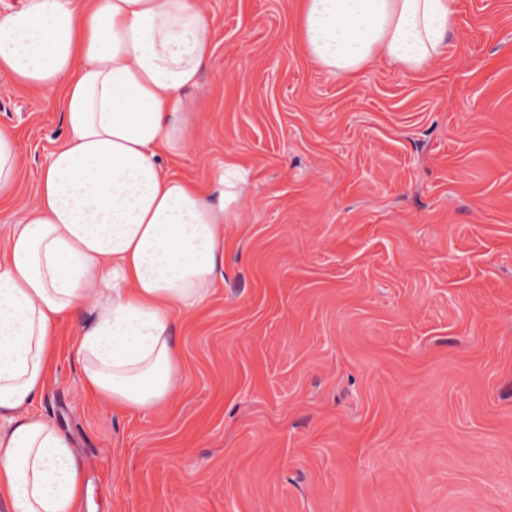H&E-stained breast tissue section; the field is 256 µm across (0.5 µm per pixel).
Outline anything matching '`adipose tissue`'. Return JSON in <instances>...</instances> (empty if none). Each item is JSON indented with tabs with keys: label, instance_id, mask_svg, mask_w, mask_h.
Masks as SVG:
<instances>
[{
	"label": "adipose tissue",
	"instance_id": "adipose-tissue-1",
	"mask_svg": "<svg viewBox=\"0 0 512 512\" xmlns=\"http://www.w3.org/2000/svg\"><path fill=\"white\" fill-rule=\"evenodd\" d=\"M306 62L340 81L382 60L408 75L448 51L455 0H301ZM201 0H17L0 13V74L51 91L66 129L34 200L0 246V495L12 512H77L84 476L52 421L24 412L49 386L60 318L89 310L77 361L113 407L166 405L181 375L179 318L224 283L225 225L249 173L226 158L208 186L171 173L198 114L186 97L210 58ZM0 127V201L24 180Z\"/></svg>",
	"mask_w": 512,
	"mask_h": 512
}]
</instances>
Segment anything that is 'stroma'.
I'll list each match as a JSON object with an SVG mask.
<instances>
[{
  "mask_svg": "<svg viewBox=\"0 0 512 512\" xmlns=\"http://www.w3.org/2000/svg\"><path fill=\"white\" fill-rule=\"evenodd\" d=\"M212 54L188 96L199 182L250 174L224 227V285L181 320L162 410L116 411L61 320L34 416L83 464L79 512H512V0H456L448 55L419 77L310 67L297 0H205ZM25 179L65 129L0 77Z\"/></svg>",
  "mask_w": 512,
  "mask_h": 512,
  "instance_id": "stroma-1",
  "label": "stroma"
}]
</instances>
